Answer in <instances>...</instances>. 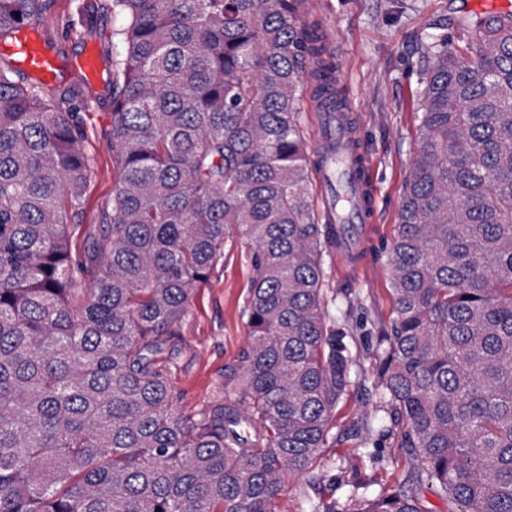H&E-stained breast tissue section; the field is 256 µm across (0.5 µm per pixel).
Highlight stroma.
<instances>
[{"mask_svg":"<svg viewBox=\"0 0 512 512\" xmlns=\"http://www.w3.org/2000/svg\"><path fill=\"white\" fill-rule=\"evenodd\" d=\"M82 0H49L39 32L64 65L88 47L98 52L99 78L88 83L64 74V84L80 90L83 150L91 178L81 205L71 215L77 229L73 245L83 249L90 225L100 223L112 199L116 168L104 138L112 110L115 57L113 32L118 21L96 9L82 17ZM318 18L333 33L330 49L347 70L353 114L372 161L377 190L376 218L365 250L331 251L326 259L325 302L334 329L344 337L351 360L352 384L336 408L326 447L312 476L289 478L278 512H307L309 504L334 505L347 512L352 500L380 488L419 491L426 512H449L428 479H414L402 430L386 424L367 432L375 413L373 379L379 360L375 338L389 331L394 317L385 251L398 223L404 181L417 145L420 114L419 48L429 35L457 39L450 20L468 12L467 0H322ZM253 269L248 246L237 236L224 240V255L198 289L183 323V352L171 373L179 406L186 414L201 410L235 363L248 337L244 306Z\"/></svg>","mask_w":512,"mask_h":512,"instance_id":"obj_1","label":"stroma"}]
</instances>
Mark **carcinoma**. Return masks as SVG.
<instances>
[{
	"label": "carcinoma",
	"instance_id": "carcinoma-1",
	"mask_svg": "<svg viewBox=\"0 0 512 512\" xmlns=\"http://www.w3.org/2000/svg\"><path fill=\"white\" fill-rule=\"evenodd\" d=\"M108 2L117 176L82 253L79 92L0 55V512H275L352 383L302 122L306 98L335 103L336 64L308 0ZM46 6L0 0V41ZM457 27L422 45L374 389L416 476L457 512H512V13ZM231 233L254 248L248 340L190 416L169 370ZM354 512L425 510L398 487Z\"/></svg>",
	"mask_w": 512,
	"mask_h": 512
}]
</instances>
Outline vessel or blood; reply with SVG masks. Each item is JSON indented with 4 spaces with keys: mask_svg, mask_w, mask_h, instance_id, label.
Returning a JSON list of instances; mask_svg holds the SVG:
<instances>
[{
    "mask_svg": "<svg viewBox=\"0 0 512 512\" xmlns=\"http://www.w3.org/2000/svg\"><path fill=\"white\" fill-rule=\"evenodd\" d=\"M18 67L26 74L48 84L57 78L60 64L57 57L45 49L37 34L25 27L19 28L13 41L6 46ZM308 111L316 115L315 157L321 165L319 175L330 172L331 165H338L344 182L359 198L337 227L338 239H357L365 242V230L373 219L375 185L364 141L357 127L350 105L325 106L308 102Z\"/></svg>",
    "mask_w": 512,
    "mask_h": 512,
    "instance_id": "1",
    "label": "vessel or blood"
}]
</instances>
